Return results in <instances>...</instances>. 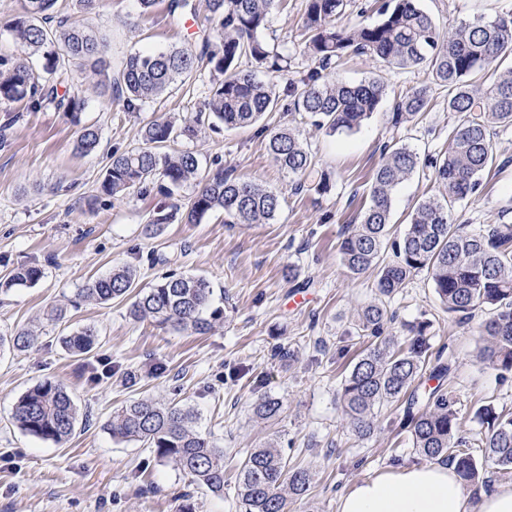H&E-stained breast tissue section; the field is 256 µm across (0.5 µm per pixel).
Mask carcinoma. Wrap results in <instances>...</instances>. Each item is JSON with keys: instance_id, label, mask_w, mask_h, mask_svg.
I'll list each match as a JSON object with an SVG mask.
<instances>
[{"instance_id": "1", "label": "carcinoma", "mask_w": 512, "mask_h": 512, "mask_svg": "<svg viewBox=\"0 0 512 512\" xmlns=\"http://www.w3.org/2000/svg\"><path fill=\"white\" fill-rule=\"evenodd\" d=\"M273 2L209 0V10L217 21L214 39H205L198 52L173 48L130 55L110 79L116 100L130 109L137 101L160 96L204 60L216 76L214 92L205 104L212 126L233 130L257 124L277 107L280 93L278 82L260 81L254 70L264 69L275 78L288 70V59L270 51L259 38ZM55 3L24 0L22 15L9 25L11 37L39 57L41 67L0 58V100H25L32 112L52 104L75 121L84 103L76 97L58 96L54 77L74 62L96 75L107 73L109 64L96 33L50 13ZM348 6L350 0H307L305 49L315 67L300 83H288L295 110L306 113L315 128L334 133L353 132L373 114L386 95L383 82L371 78L343 83L329 77L333 65L352 51L390 67L427 66L436 81L448 88V111L455 114L456 122L448 155L443 158L423 160L408 147H384L382 163L373 175L370 204L360 224L343 234L339 243L343 264L353 275L378 269L377 288L387 297L414 273L424 271L446 310L462 320L469 319L477 308H491L493 316L484 324L486 345L481 359L503 373L512 372V224L468 232L453 219L455 205L476 193L481 174L496 162L494 131L512 126V68L498 72L499 64L512 58V13L493 20L477 17L447 32L419 6V0H382L377 21L351 28L336 26V17ZM244 56L253 69L240 68ZM489 70L498 77L484 91L473 77ZM429 105L427 90L410 88L395 99L392 122H410ZM197 134V126L190 122H149L141 133L143 146L112 153L101 190L112 197L136 187L145 193L159 176L166 181L167 195L173 196L196 177L200 161L193 152L170 153L166 148ZM98 140V130L84 126L77 149L91 152ZM267 148L281 168L295 177L296 191L327 190V177L315 169L308 143L299 132L289 128L271 132ZM421 165L433 169L444 194L421 200L407 228L393 237V190ZM280 206L275 192L255 182L237 180L220 167L188 199L185 219L194 224L211 212L222 211L226 224H265L274 220ZM387 247L395 260L381 265L380 254ZM41 277L39 266H21L13 271L7 286H31ZM135 279V270L122 267L80 289L79 296L105 303L129 293ZM212 294L204 278L173 274L139 292L129 314L135 319L151 318L163 328L202 334L222 315L216 308L210 317L204 316ZM391 320L382 304L368 305L358 313L360 335L372 338V343L345 377L339 395L342 412L354 431L361 437L373 434L375 409L403 400L400 428L409 433L418 455L451 461L468 485L479 484L488 463L502 478H511L512 412L484 404L475 411L481 426L477 441L460 436L456 400L445 384L451 360L443 358L441 350L431 351L426 336L429 322L413 325L405 346L395 349L384 337ZM36 340L32 331L22 329L8 338L0 336V349L8 346L25 351ZM97 342L91 328L63 339L65 349L76 356L91 353ZM426 379L436 384L428 387ZM283 410V401L269 395H260L253 403L256 418L266 422L277 420ZM78 414L67 389L45 379L16 401L12 418L24 432L61 443L72 434ZM197 419L190 407L142 399L113 412L109 430L117 440L149 444L157 460L174 463L190 483L221 494L228 485L224 450L195 430ZM474 448L481 449L479 461L472 453ZM312 479L309 468L290 463L288 456L269 442L247 451L237 468L234 493L243 512H288V498L304 496Z\"/></svg>"}]
</instances>
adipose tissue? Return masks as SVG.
Listing matches in <instances>:
<instances>
[{"mask_svg": "<svg viewBox=\"0 0 512 512\" xmlns=\"http://www.w3.org/2000/svg\"><path fill=\"white\" fill-rule=\"evenodd\" d=\"M339 512H512V485L470 500L453 464L424 463L376 472L344 494Z\"/></svg>", "mask_w": 512, "mask_h": 512, "instance_id": "obj_1", "label": "adipose tissue"}]
</instances>
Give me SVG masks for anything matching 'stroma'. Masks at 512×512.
Segmentation results:
<instances>
[{
  "instance_id": "35a3bbf8",
  "label": "stroma",
  "mask_w": 512,
  "mask_h": 512,
  "mask_svg": "<svg viewBox=\"0 0 512 512\" xmlns=\"http://www.w3.org/2000/svg\"><path fill=\"white\" fill-rule=\"evenodd\" d=\"M421 4L445 30L480 14L492 19L512 13V0ZM305 8L306 0H275L260 34L288 58L279 80L283 87L300 81L312 66L304 53ZM54 12L103 35L115 71L137 51L200 47L216 25L207 0H193L192 13L179 21L170 17L168 0H157L146 12L138 0H95L86 12L77 11L74 0H57ZM335 77L350 83L374 77L387 87L377 110L354 132L315 129L286 96L265 114L261 127L221 133L205 128L195 139L171 146L194 152L201 171L218 162L238 179L277 191L281 208L272 222L228 224L217 211L197 224L174 220L152 234L145 226L162 195L153 189L109 201L100 192L105 166L113 151L141 146L148 122L170 116L194 120L214 86L209 66L131 110L103 98L90 70L72 68L60 77L58 92L83 101L76 124L51 105L29 112L23 104L0 101V125L13 122L8 145L0 147V281L22 265L43 270L35 285L0 295V336L26 328L38 337L29 350L0 352V512H180L186 502L194 512H242L232 491L214 494L190 485L174 464L157 461L142 443L113 439V411L139 398L193 408L197 430L223 448L230 474L245 449L278 442L291 462L314 473L310 490L289 500L288 512H338L340 497L356 483L393 464L421 461L399 428L400 403L380 407L375 432L361 438L337 400L351 360L365 348L356 332L357 314L378 302L394 315L387 329L394 341L402 340L405 325L429 321L432 348L452 359L447 383L464 437L479 432L474 412L484 402L512 410V373L500 375L479 358L487 308L459 321L424 272L394 296L381 297L375 272L351 275L337 250L369 203L384 142L423 157L447 152L455 122L447 87L426 69L392 68L357 54L340 63ZM420 86L429 89V110L392 128L395 93ZM83 124L99 132L89 154L76 149ZM286 126L306 139L329 179L327 191L295 192L292 176L267 152L266 132ZM493 145L499 166L455 207L458 223L470 231L512 224V126L497 128ZM438 193L429 169L400 184L393 193V229L404 230L416 204ZM121 266L136 268L141 289L172 271L203 276L224 316L208 332L194 334L132 318L128 297L104 304L78 298L85 283ZM57 308L63 319H54ZM86 326L97 329L98 346L84 359L69 354L61 338ZM279 346L291 351L288 361L272 359ZM158 363L164 373L155 371ZM47 378L64 385L80 411L72 435L61 444L34 437L12 420L17 399ZM263 393L283 400L278 421L255 418L252 404Z\"/></svg>"
}]
</instances>
